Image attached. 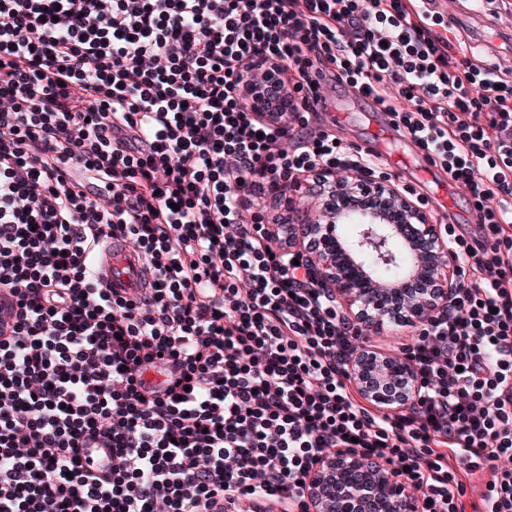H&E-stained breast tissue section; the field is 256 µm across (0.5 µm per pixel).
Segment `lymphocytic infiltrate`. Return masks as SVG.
<instances>
[{
    "label": "lymphocytic infiltrate",
    "instance_id": "obj_1",
    "mask_svg": "<svg viewBox=\"0 0 512 512\" xmlns=\"http://www.w3.org/2000/svg\"><path fill=\"white\" fill-rule=\"evenodd\" d=\"M426 2L0 0V512H311L303 483L339 449L423 512H512V82ZM328 81L476 221L445 228L454 305L404 346L405 413L364 405V330L268 236L283 186L384 175L323 122ZM111 239L146 291L94 276Z\"/></svg>",
    "mask_w": 512,
    "mask_h": 512
}]
</instances>
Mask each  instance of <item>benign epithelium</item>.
<instances>
[{"label":"benign epithelium","mask_w":512,"mask_h":512,"mask_svg":"<svg viewBox=\"0 0 512 512\" xmlns=\"http://www.w3.org/2000/svg\"><path fill=\"white\" fill-rule=\"evenodd\" d=\"M322 220L291 225L295 249L309 260L313 281L367 333L415 327L448 307L457 264L441 225L384 178L319 177ZM395 266V277L377 274ZM350 381L366 401L399 411L419 382L395 349L363 345L348 363ZM313 512H421L413 489L373 459L338 450L312 471L306 490Z\"/></svg>","instance_id":"obj_1"}]
</instances>
